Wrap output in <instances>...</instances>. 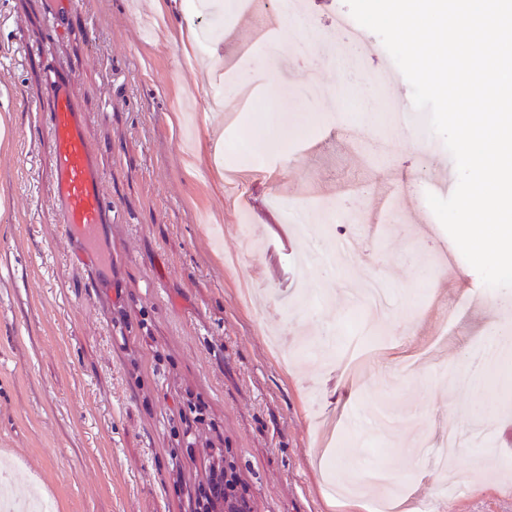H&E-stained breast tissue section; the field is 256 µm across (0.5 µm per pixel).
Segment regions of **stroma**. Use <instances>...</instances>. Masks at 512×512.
<instances>
[{
  "label": "stroma",
  "mask_w": 512,
  "mask_h": 512,
  "mask_svg": "<svg viewBox=\"0 0 512 512\" xmlns=\"http://www.w3.org/2000/svg\"><path fill=\"white\" fill-rule=\"evenodd\" d=\"M177 0L191 42L166 37L155 0H0V464L49 512H183L205 442L221 445L254 512H351L343 464L392 470L400 497L432 512H512V370L474 389L477 348L512 334V287L486 286L417 184L455 161L372 124L384 55L323 64L294 46L334 30L346 0H307L311 24L279 32L262 67L256 32L284 0ZM222 47V64L211 53ZM73 78L106 176L107 277L58 229L42 76ZM256 98L225 129L212 98L236 75ZM348 89L322 104L310 81ZM319 250L359 242L340 269L302 270L283 210L326 213ZM389 290L380 316L352 291ZM200 406L188 448L171 410ZM389 428H361L377 412ZM487 426L452 451L457 494L433 460L444 426Z\"/></svg>",
  "instance_id": "1"
}]
</instances>
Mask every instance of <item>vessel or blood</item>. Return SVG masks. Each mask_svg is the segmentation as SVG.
Here are the masks:
<instances>
[{"instance_id":"vessel-or-blood-1","label":"vessel or blood","mask_w":512,"mask_h":512,"mask_svg":"<svg viewBox=\"0 0 512 512\" xmlns=\"http://www.w3.org/2000/svg\"><path fill=\"white\" fill-rule=\"evenodd\" d=\"M48 135L54 146V197L58 222L65 235L78 238L98 267L106 258L97 244L112 221V202L104 190V174L87 141L82 114L74 98L69 71L45 72Z\"/></svg>"}]
</instances>
